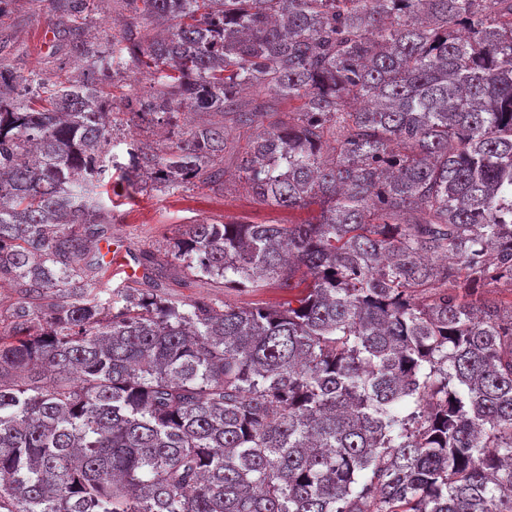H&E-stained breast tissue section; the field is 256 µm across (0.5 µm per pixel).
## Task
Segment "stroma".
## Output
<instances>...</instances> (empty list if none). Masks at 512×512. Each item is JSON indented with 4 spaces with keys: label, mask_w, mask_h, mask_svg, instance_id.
Wrapping results in <instances>:
<instances>
[{
    "label": "stroma",
    "mask_w": 512,
    "mask_h": 512,
    "mask_svg": "<svg viewBox=\"0 0 512 512\" xmlns=\"http://www.w3.org/2000/svg\"><path fill=\"white\" fill-rule=\"evenodd\" d=\"M116 19L123 22L128 19L120 0H95V8L87 18L90 38L104 47H111L114 42L112 22ZM0 34L11 40L12 51L7 60L19 73L42 67L48 73L77 79L85 70L84 62L74 57L55 61L50 51V15L44 9L34 10L30 0H12L8 10L0 13ZM145 84L144 77L133 67L113 77L112 109L118 117L112 130L108 170L100 189V200L112 213L110 232L119 251L109 270V288H147V280L127 277L122 271V257L132 255L139 261L149 257L164 259L171 239L186 225L203 220L216 224H290L306 219L307 213L303 210L288 211L255 203L240 186L235 177L236 168L231 164L224 167L223 185L211 189L191 184L174 192L159 182H145L126 174L131 140L140 139L164 151L183 139L189 128L179 116L160 128L135 127L122 113L124 98L142 94ZM165 288L169 295L183 301L210 295L238 306L275 305L288 298L287 290L274 286L235 292L220 284L187 280L176 274L166 280Z\"/></svg>",
    "instance_id": "obj_1"
}]
</instances>
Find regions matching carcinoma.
<instances>
[{"instance_id":"obj_1","label":"carcinoma","mask_w":512,"mask_h":512,"mask_svg":"<svg viewBox=\"0 0 512 512\" xmlns=\"http://www.w3.org/2000/svg\"><path fill=\"white\" fill-rule=\"evenodd\" d=\"M87 78L0 63V512H512V0H130L129 172L224 175L302 224L189 225L175 265L279 307L106 288L117 54L35 0ZM259 89L266 100H244ZM298 108L267 122L272 103Z\"/></svg>"}]
</instances>
